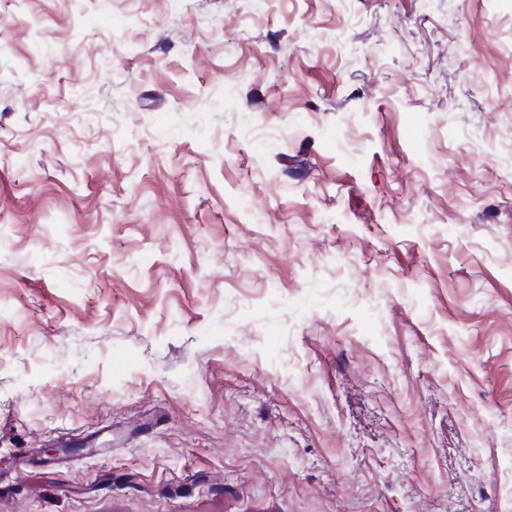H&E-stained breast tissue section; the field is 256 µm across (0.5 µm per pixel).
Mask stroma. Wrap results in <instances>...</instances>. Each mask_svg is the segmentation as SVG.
I'll return each instance as SVG.
<instances>
[{
	"mask_svg": "<svg viewBox=\"0 0 512 512\" xmlns=\"http://www.w3.org/2000/svg\"><path fill=\"white\" fill-rule=\"evenodd\" d=\"M509 153L512 0H7L0 512H512Z\"/></svg>",
	"mask_w": 512,
	"mask_h": 512,
	"instance_id": "35a3bbf8",
	"label": "stroma"
}]
</instances>
